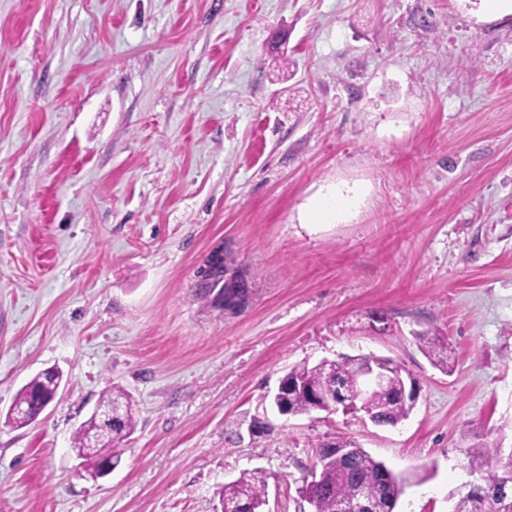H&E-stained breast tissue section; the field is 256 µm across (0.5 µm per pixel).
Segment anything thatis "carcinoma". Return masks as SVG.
I'll return each instance as SVG.
<instances>
[{
    "label": "carcinoma",
    "mask_w": 512,
    "mask_h": 512,
    "mask_svg": "<svg viewBox=\"0 0 512 512\" xmlns=\"http://www.w3.org/2000/svg\"><path fill=\"white\" fill-rule=\"evenodd\" d=\"M420 349L431 363L444 370L448 369V344L438 336L419 334L415 336ZM287 376L296 379L302 385L299 390L283 389L279 402L291 413L302 415L310 413L312 400L310 390L327 388L340 383L351 392H357L355 382L349 380V365L343 360L331 361L321 367L306 364L288 371ZM62 374L41 373L32 377L18 392L16 401L23 411L7 415L9 423L24 427L35 422L43 412L42 401L56 398ZM400 384L394 382L384 389L370 390L365 406L379 423H397L406 420L413 405L399 395ZM103 406H115L119 413L112 425L101 424L80 427L73 437V449L80 456H91L97 448H107L113 461H119L117 444L126 439L136 429V418L131 397L122 390L100 400ZM496 458L497 466L482 477L484 490L459 498L454 512H512V496L497 495L498 481L506 475L512 480V457L504 458L501 449L480 448L470 457V465L480 469L490 459ZM383 462L372 457L367 451L360 450L351 457L324 455L319 458V478L315 484H304L301 493H310L314 501V512H335L336 501L351 499L355 496L360 483H366L367 491L383 498L399 496L403 493L406 479L387 471L380 475L379 467ZM267 483L259 471H245L236 480L227 483L220 490L222 512H261L265 504Z\"/></svg>",
    "instance_id": "obj_1"
}]
</instances>
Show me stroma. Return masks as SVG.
Instances as JSON below:
<instances>
[{
  "instance_id": "stroma-1",
  "label": "stroma",
  "mask_w": 512,
  "mask_h": 512,
  "mask_svg": "<svg viewBox=\"0 0 512 512\" xmlns=\"http://www.w3.org/2000/svg\"><path fill=\"white\" fill-rule=\"evenodd\" d=\"M218 248L241 309L197 290ZM359 354L417 378L407 420L271 408L292 367ZM48 368L56 400L7 425ZM119 389L136 430L95 480L72 438ZM339 436L406 477L395 512H451L473 449H512V14L0 0V512H215L255 469L263 512H309ZM415 339L433 365L439 366L442 370L448 369V344L442 338L419 334Z\"/></svg>"
}]
</instances>
